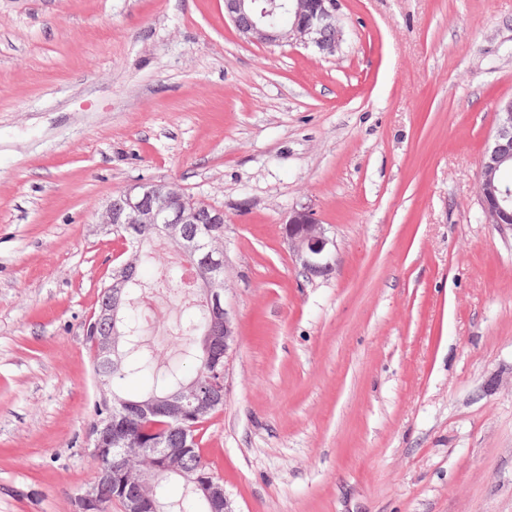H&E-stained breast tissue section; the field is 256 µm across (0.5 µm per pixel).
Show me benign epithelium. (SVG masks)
<instances>
[{"label": "benign epithelium", "instance_id": "1", "mask_svg": "<svg viewBox=\"0 0 512 512\" xmlns=\"http://www.w3.org/2000/svg\"><path fill=\"white\" fill-rule=\"evenodd\" d=\"M278 9L288 10L292 17L288 30L270 22L267 17ZM224 16L248 41L266 46L299 44L312 47L321 54H332L341 41V30L336 17V0H224ZM512 164V99L496 107V129L493 145L480 159L479 198L483 217L488 224L512 229V192L505 187L503 170ZM180 204L171 205L173 196ZM98 223L123 230L126 241L140 244L139 225H155L157 235L178 252L191 254L198 271L196 290L206 303L212 318L224 324L221 329L207 330L200 336V351L207 360L215 359L219 350L229 351L236 331L225 307V283L217 280L214 271L225 267L224 229L210 235L214 245L203 243L187 232L189 224H224V211L196 199L182 197L172 185L139 183L126 188L112 198L98 213ZM285 239L295 262L303 270L327 273L335 262L336 244L308 211H296L285 224ZM124 263L112 270L108 293L115 295L101 304L85 323L86 335L91 337L98 373L120 360L123 303L118 299L130 279ZM224 403V385L197 378L182 383L162 396L149 395L127 400L123 405L139 417L152 423L160 417H176L197 423L206 421L214 410ZM93 452L128 453L127 440L121 422L108 421L91 433ZM157 437L148 448L138 449V455L164 459L171 449L162 447ZM159 467L143 464L135 470L128 466H105L97 471L95 481L75 498L76 512H100L112 490V499L122 503L124 512H158V503L152 494L159 479ZM191 489L212 503L220 512H234L220 479L181 471Z\"/></svg>", "mask_w": 512, "mask_h": 512}]
</instances>
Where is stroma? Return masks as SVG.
I'll return each instance as SVG.
<instances>
[{"label":"stroma","mask_w":512,"mask_h":512,"mask_svg":"<svg viewBox=\"0 0 512 512\" xmlns=\"http://www.w3.org/2000/svg\"><path fill=\"white\" fill-rule=\"evenodd\" d=\"M337 14L322 56L224 0H0V512L94 479L84 323L124 250L96 214L143 182L224 211L237 341L200 448L234 512H512V230L478 190L512 0ZM297 210L332 272L296 265ZM284 233L289 251L304 271L321 274L332 270L336 244L309 211L294 212Z\"/></svg>","instance_id":"stroma-1"}]
</instances>
